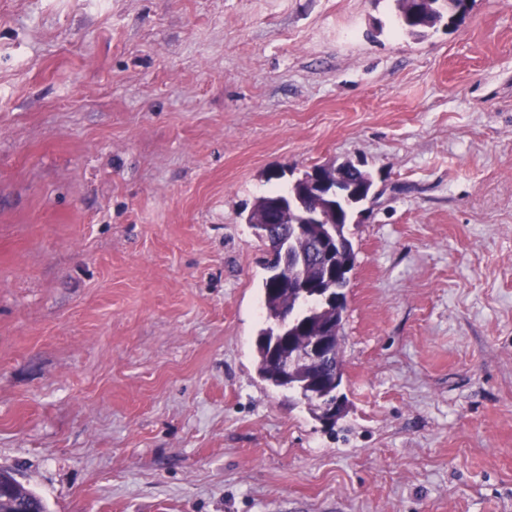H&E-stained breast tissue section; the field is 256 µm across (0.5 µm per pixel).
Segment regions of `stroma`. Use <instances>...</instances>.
<instances>
[{"label": "stroma", "mask_w": 512, "mask_h": 512, "mask_svg": "<svg viewBox=\"0 0 512 512\" xmlns=\"http://www.w3.org/2000/svg\"><path fill=\"white\" fill-rule=\"evenodd\" d=\"M347 160L328 432L257 374L247 216ZM0 467L47 512H512V0H0ZM396 2V18L399 26L408 35L424 37L426 32L437 25L456 30L468 7V0H423V11L414 13L413 0H394ZM339 170L346 172L353 184L356 185V202L363 204L369 198L375 195V179L372 172L361 169L352 163H345L338 167Z\"/></svg>", "instance_id": "obj_1"}]
</instances>
